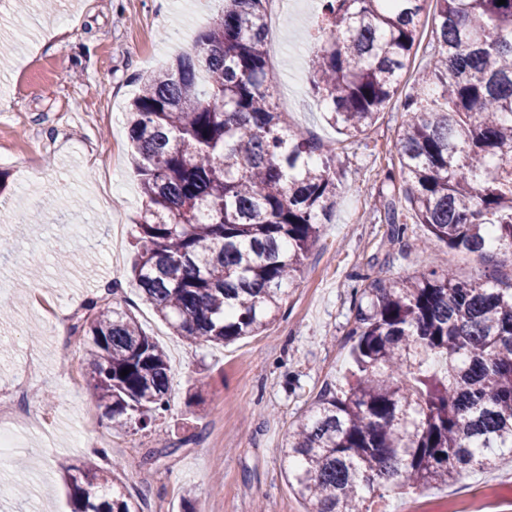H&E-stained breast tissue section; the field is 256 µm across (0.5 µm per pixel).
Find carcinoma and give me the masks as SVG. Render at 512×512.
<instances>
[{
	"label": "carcinoma",
	"mask_w": 512,
	"mask_h": 512,
	"mask_svg": "<svg viewBox=\"0 0 512 512\" xmlns=\"http://www.w3.org/2000/svg\"><path fill=\"white\" fill-rule=\"evenodd\" d=\"M264 2L224 0L191 51L138 76L127 112L143 203L134 282L194 343L272 324L336 208L335 149L277 111ZM429 15L431 61L401 103L386 179L449 248L512 250V0H323L310 90L341 133H364ZM361 298L347 388L320 395L281 448L309 512H372L390 485L447 484L512 456V284L429 265ZM72 329L113 426L168 409L167 354L131 312L91 298ZM60 468L72 512H143L111 470Z\"/></svg>",
	"instance_id": "1"
}]
</instances>
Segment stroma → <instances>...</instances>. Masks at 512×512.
Wrapping results in <instances>:
<instances>
[{"instance_id":"1","label":"stroma","mask_w":512,"mask_h":512,"mask_svg":"<svg viewBox=\"0 0 512 512\" xmlns=\"http://www.w3.org/2000/svg\"><path fill=\"white\" fill-rule=\"evenodd\" d=\"M220 0H56L43 11L0 6V426L16 445L0 463L7 493L0 512H70L58 462L116 464L146 512H306L283 472L280 449L324 388L349 377L357 292L375 277L421 271L424 258L465 280L512 278V257L449 249L417 224L397 170L402 114L390 101L367 131L347 138L310 91L320 0H269L277 39L267 63L275 101L290 124L336 149L343 187L336 209L302 266L276 319L263 332L226 345L175 336L143 304L133 281L142 199L129 158L125 111L138 74L193 42L221 10ZM68 23L58 35L54 27ZM58 191L47 210L48 188ZM404 236L391 239L384 199ZM165 350L170 409L143 430H115L86 386L81 336L71 316L108 283ZM39 369L26 377L29 357ZM200 376L208 385L191 398ZM52 392L54 405L40 400ZM107 449L89 458L86 445ZM495 493L512 502V459L472 470L447 485L396 488L370 499L373 512H448L450 499Z\"/></svg>"}]
</instances>
